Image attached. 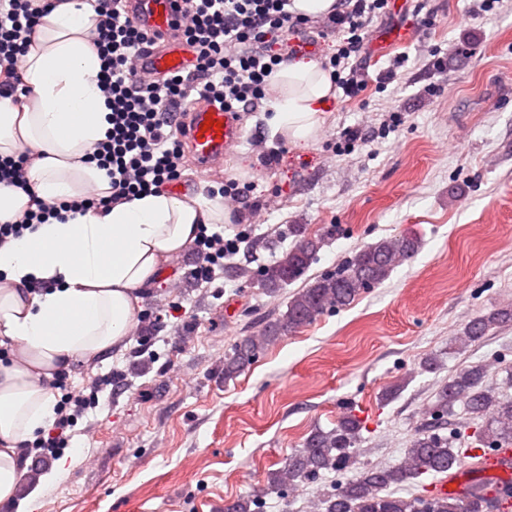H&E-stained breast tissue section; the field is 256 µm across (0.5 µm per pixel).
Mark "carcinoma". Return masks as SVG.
Here are the masks:
<instances>
[{
    "mask_svg": "<svg viewBox=\"0 0 512 512\" xmlns=\"http://www.w3.org/2000/svg\"><path fill=\"white\" fill-rule=\"evenodd\" d=\"M293 247L257 273L237 269V276L257 283L269 295L278 294L301 279L317 260L325 244V235L311 234L307 225L294 224ZM421 248V238L413 233L384 238L347 257L336 270L321 275L298 289L288 300L286 311L265 323L256 334L241 337L224 352V379L237 377L254 364L270 345L313 324L331 310L344 309L361 295L381 284L394 268L413 259ZM512 322V305L502 306L473 317L452 345L463 350L480 342L488 333ZM461 404L472 419L485 420L475 435L474 446H456L457 438L446 433L448 414ZM362 423L353 414L344 415L336 427L315 430L303 447L294 450L281 465L266 475V490L290 495L302 485L318 482L325 473L334 472L345 480L325 489L319 496V512H498L499 500L512 499V482L488 495L482 483L465 487L461 495L409 497L384 493L422 476H452L460 464L470 460L472 469H480L478 448L512 446V399L503 395L487 379L486 366L469 365L448 377L436 391L427 408L426 419L412 436L402 460L392 466L359 467L362 451ZM263 494L238 498L224 505V512H262Z\"/></svg>",
    "mask_w": 512,
    "mask_h": 512,
    "instance_id": "carcinoma-1",
    "label": "carcinoma"
}]
</instances>
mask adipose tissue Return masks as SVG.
I'll return each instance as SVG.
<instances>
[{
    "instance_id": "adipose-tissue-1",
    "label": "adipose tissue",
    "mask_w": 512,
    "mask_h": 512,
    "mask_svg": "<svg viewBox=\"0 0 512 512\" xmlns=\"http://www.w3.org/2000/svg\"><path fill=\"white\" fill-rule=\"evenodd\" d=\"M93 0H59L34 30L21 104L0 99V156L30 151L27 189L0 187V224L35 200L70 202L88 189L112 193L105 170L86 160L103 139L108 108L98 87L100 56L92 42ZM272 134L312 141L333 95L328 72L312 60L280 65L268 79ZM227 219L221 195L188 197L161 189L106 209L48 219L0 246V503L35 512L37 494L64 474L57 464L19 499L25 447L53 421L51 384L73 363L124 345L140 310L139 291L183 254L202 225Z\"/></svg>"
}]
</instances>
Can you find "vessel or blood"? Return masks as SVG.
I'll list each match as a JSON object with an SVG mask.
<instances>
[{
	"mask_svg": "<svg viewBox=\"0 0 512 512\" xmlns=\"http://www.w3.org/2000/svg\"><path fill=\"white\" fill-rule=\"evenodd\" d=\"M179 3L180 0H126L129 16L156 41L140 56L139 74L162 77L190 70L193 55L175 30ZM187 113L184 138L192 161L202 171L218 166L243 137L240 113L203 99L193 101ZM483 457L501 479L512 478L511 449L489 448Z\"/></svg>",
	"mask_w": 512,
	"mask_h": 512,
	"instance_id": "b4317fda",
	"label": "vessel or blood"
}]
</instances>
